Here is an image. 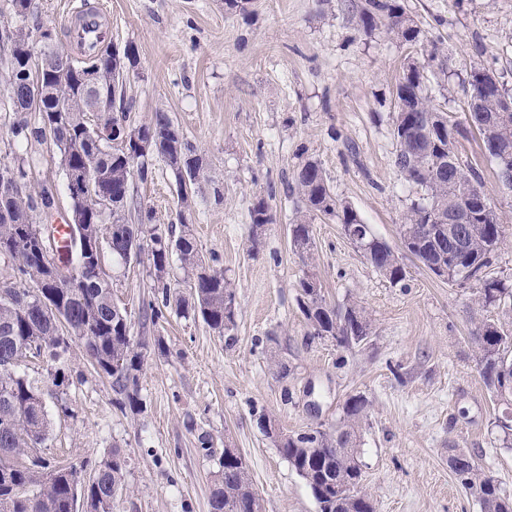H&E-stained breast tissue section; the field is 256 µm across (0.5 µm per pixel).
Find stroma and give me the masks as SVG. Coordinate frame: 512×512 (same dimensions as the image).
I'll return each mask as SVG.
<instances>
[{
	"label": "stroma",
	"mask_w": 512,
	"mask_h": 512,
	"mask_svg": "<svg viewBox=\"0 0 512 512\" xmlns=\"http://www.w3.org/2000/svg\"><path fill=\"white\" fill-rule=\"evenodd\" d=\"M118 46L134 45L127 79L129 124L167 113L204 161L190 220L200 254L236 285L233 330L213 332L198 316L165 308L143 324L154 296L148 258L110 269L114 299L144 342L140 413H122L109 379L80 344L58 364L53 385L41 363L20 369L45 392L52 431L39 453L88 474L112 450L125 459L127 492L116 512H210L225 447L236 448L263 512H318L303 480L265 436L260 418L287 434L334 427L349 395L367 398L360 442L376 512H481L448 466L456 449L493 474L512 496V450L494 425L498 407L479 373L468 290L403 256L407 278L391 285L344 236L335 217L313 222L316 273L329 302L358 300L374 320L368 344L346 350L310 337L297 303L304 267L288 226L304 205L295 173L317 161L337 199L400 248L401 216L420 192L394 165L395 98L404 65L421 47L396 39L378 19L357 23L366 0H94ZM446 64L425 91L439 110L467 122L471 71L488 69L512 91V0H398ZM13 113L0 112V158L33 159L30 180L60 189L56 152L17 141ZM485 191L512 226V190L502 186L478 135L459 138ZM134 180V206L163 231L180 234L176 178L157 156ZM273 221L249 237L255 198ZM208 447H201L200 438Z\"/></svg>",
	"instance_id": "obj_1"
}]
</instances>
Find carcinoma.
I'll return each instance as SVG.
<instances>
[{"instance_id": "cac0c4a2", "label": "carcinoma", "mask_w": 512, "mask_h": 512, "mask_svg": "<svg viewBox=\"0 0 512 512\" xmlns=\"http://www.w3.org/2000/svg\"><path fill=\"white\" fill-rule=\"evenodd\" d=\"M32 0H10L9 15L26 21ZM384 15L388 29L405 42H419L421 31L405 14L396 0H368V7L358 16L359 25L370 31L376 17ZM110 40L97 50L76 58L57 45V37L45 44L44 55L29 65L23 54L6 63L15 76L26 82L42 76L46 95L47 116L58 114L56 150L60 162L73 163V168L90 166L104 191L121 195L132 203L130 184L133 174L148 178L145 164L135 166L131 146L104 152L90 137L91 127L83 112L84 86L80 68L97 62L100 81L114 86L109 107L104 112L112 129L128 127L140 137L154 142L153 154L161 157L182 183L186 172L190 183H196L204 169L199 157L172 119L165 112H155L137 125L127 124L126 84L114 80L111 62L105 57ZM485 70L470 74V99L476 102L471 118L480 133L488 158L494 163L499 182L512 188V112H502L505 88L488 87L480 77ZM411 110L396 113L393 136L397 143L395 165L401 176L422 192L403 213L400 224L401 247L407 249L429 272L459 288H469L473 315L477 316L472 342L477 353L480 375L495 402L502 407L495 427L507 447H512V335L500 321L484 314L512 307V282L499 278L491 267L505 243L506 227L499 213L472 200L474 190L482 186L481 176L459 155L456 142L460 127L447 124L430 127L436 111L424 95L425 67L410 62L403 73ZM9 111L18 115L11 132L20 140H37L43 130L29 118L30 102L19 91L17 100L7 102ZM295 187L304 203L290 225L294 253L309 267L297 283V307L308 328V335L328 338L336 346L352 349L374 334L373 321L361 304L347 301L339 305L327 302L323 288L314 287L318 280L310 270L314 261V238L311 221L321 215L334 216L347 239L366 260L392 285L406 279L397 252L373 232H363L364 222L349 205L331 193L327 177L320 165L305 161L297 170ZM181 207L178 217L182 226L175 239L181 269L191 281V299H176L177 312L186 317L197 314L218 334L235 326L236 292L224 270L205 264L199 254L185 211L191 207V195L177 194ZM97 193L70 197L71 206L95 234L101 236L103 251L113 260L124 261L129 240L134 238L140 250L148 252L154 271V299L145 311L153 321L162 317L161 307L170 305L171 283L165 278L171 252L161 245L171 235L160 228L147 226L150 212H144L140 223L131 224L125 210H112V217H102ZM472 202L466 224L448 221V213L461 204ZM56 198L46 186L20 183L13 193H0V258L12 263L8 298L0 297V512H114L116 502L126 493L123 482L124 459L117 451L97 465L88 479H81L74 467H56L45 458L31 454L45 443L51 419L44 392L28 376L17 370V359L31 355L47 365V373L71 344H81L92 366L109 378L112 388L123 399L119 409L133 415L141 411L140 378L144 357L141 344L133 341L132 322L126 308L115 303L112 287L94 270L83 264L81 254L73 249L67 261L76 273L75 287L61 291L56 308L64 309L63 318L41 305L29 294L26 284L43 274L41 265L52 262L51 241L39 246L41 257L28 250L30 228L36 225V211L55 206ZM250 224L272 223L266 199L254 200ZM369 401L353 395L342 405L337 427L313 433L290 435L278 447L295 472L304 480L319 512H374L370 494L363 484V471L357 463V437L368 417ZM448 462L456 480L480 504L482 512H512V498L498 480L482 469L472 457L452 453ZM211 512H259L261 504L252 491L247 472L240 460L227 457L222 461V477L210 493Z\"/></svg>"}]
</instances>
